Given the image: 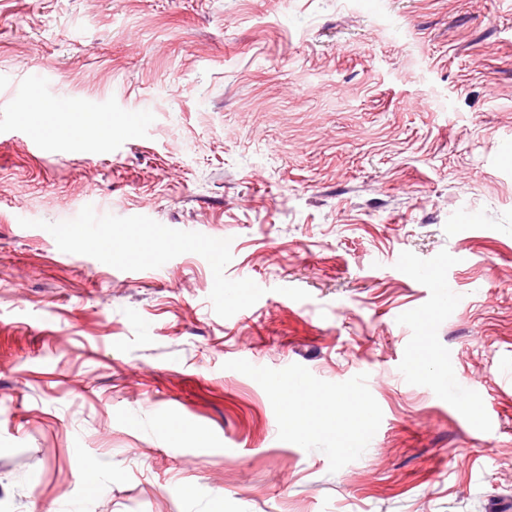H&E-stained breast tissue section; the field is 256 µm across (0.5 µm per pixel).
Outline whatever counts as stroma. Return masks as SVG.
Returning a JSON list of instances; mask_svg holds the SVG:
<instances>
[{
	"label": "stroma",
	"instance_id": "1",
	"mask_svg": "<svg viewBox=\"0 0 512 512\" xmlns=\"http://www.w3.org/2000/svg\"><path fill=\"white\" fill-rule=\"evenodd\" d=\"M0 512H512V0H0ZM91 112L75 111V124L86 139V144L96 143V137L105 126V119L100 116V110L89 109ZM300 399L305 402L303 406H287L283 412V428L288 432L308 433L312 430V415L315 398L308 389L299 388Z\"/></svg>",
	"mask_w": 512,
	"mask_h": 512
}]
</instances>
